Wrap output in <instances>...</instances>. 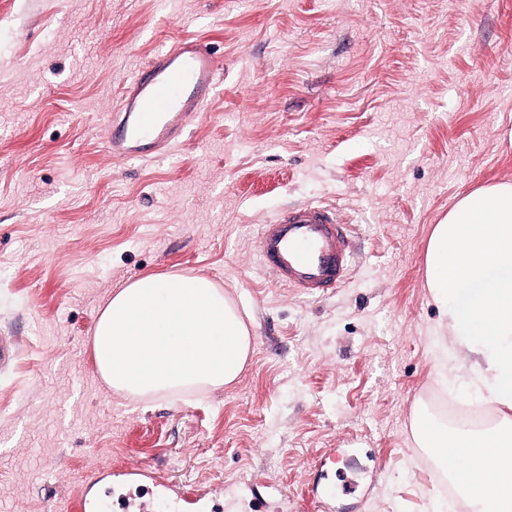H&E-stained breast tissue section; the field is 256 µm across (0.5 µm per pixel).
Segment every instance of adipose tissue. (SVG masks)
<instances>
[{"mask_svg": "<svg viewBox=\"0 0 512 512\" xmlns=\"http://www.w3.org/2000/svg\"><path fill=\"white\" fill-rule=\"evenodd\" d=\"M425 262L430 298L461 358L451 372L493 406L495 420L450 427L426 412L413 420L414 441L447 464L471 512H512V182L462 196L434 225ZM92 346L108 387L143 399L234 384L252 340L210 278L145 275L114 292Z\"/></svg>", "mask_w": 512, "mask_h": 512, "instance_id": "ef3b65f1", "label": "adipose tissue"}]
</instances>
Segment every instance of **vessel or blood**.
Listing matches in <instances>:
<instances>
[{
	"mask_svg": "<svg viewBox=\"0 0 512 512\" xmlns=\"http://www.w3.org/2000/svg\"><path fill=\"white\" fill-rule=\"evenodd\" d=\"M218 82V62L207 44L172 41L125 84L112 113L107 152L121 161L151 160L170 152L204 112ZM349 239V225L340 223L332 208L304 204L284 208L263 225L258 251L277 283L322 296L348 277ZM111 480L110 470L92 472L74 493L75 512H99V488ZM122 480L153 487L155 496L177 503L185 499L184 491L144 467H126Z\"/></svg>",
	"mask_w": 512,
	"mask_h": 512,
	"instance_id": "vessel-or-blood-1",
	"label": "vessel or blood"
}]
</instances>
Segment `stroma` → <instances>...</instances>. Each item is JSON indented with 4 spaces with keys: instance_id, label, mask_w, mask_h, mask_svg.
<instances>
[{
    "instance_id": "35a3bbf8",
    "label": "stroma",
    "mask_w": 512,
    "mask_h": 512,
    "mask_svg": "<svg viewBox=\"0 0 512 512\" xmlns=\"http://www.w3.org/2000/svg\"><path fill=\"white\" fill-rule=\"evenodd\" d=\"M179 37L210 44L220 92L171 153L112 160L106 114ZM511 131L512 0H0V512H73L91 471L130 465L203 488L202 512H442L412 409L474 413L436 370L425 251L459 197L512 181ZM305 203L352 228L351 274L319 298L257 251ZM149 274L209 277L244 311L233 387L103 383L99 316Z\"/></svg>"
}]
</instances>
